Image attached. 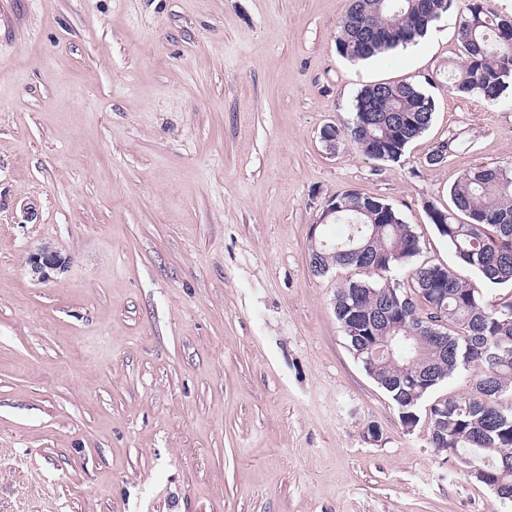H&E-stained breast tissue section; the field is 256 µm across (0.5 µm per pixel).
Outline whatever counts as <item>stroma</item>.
Here are the masks:
<instances>
[{
  "label": "stroma",
  "instance_id": "1",
  "mask_svg": "<svg viewBox=\"0 0 512 512\" xmlns=\"http://www.w3.org/2000/svg\"><path fill=\"white\" fill-rule=\"evenodd\" d=\"M466 4L352 63L349 0H0V512H512L429 443L463 378L403 425L308 264L353 190L455 265L428 205L512 163V105L448 92ZM405 78L435 112L399 162L325 147ZM26 263L33 276L39 280H45L50 278L51 273L64 270L68 261L67 257H63L59 251L50 246H42L29 253Z\"/></svg>",
  "mask_w": 512,
  "mask_h": 512
}]
</instances>
